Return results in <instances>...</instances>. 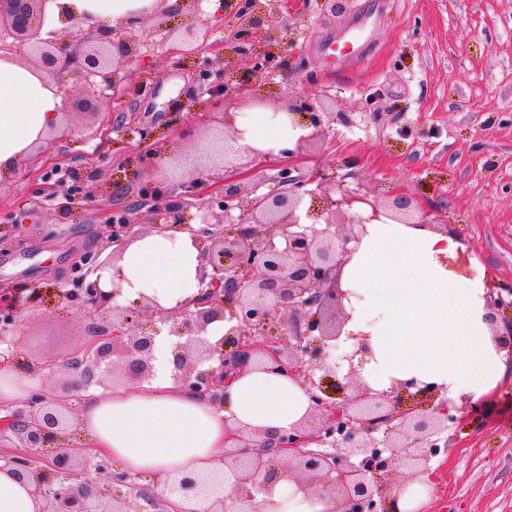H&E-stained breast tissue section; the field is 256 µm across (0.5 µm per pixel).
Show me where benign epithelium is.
Wrapping results in <instances>:
<instances>
[{
  "label": "benign epithelium",
  "instance_id": "obj_1",
  "mask_svg": "<svg viewBox=\"0 0 512 512\" xmlns=\"http://www.w3.org/2000/svg\"><path fill=\"white\" fill-rule=\"evenodd\" d=\"M53 2L0 0V58L33 66L61 95L74 87L82 89L87 105L116 89L138 94L146 86L144 80L134 89L126 82L127 72L157 33L144 26L146 21L184 16L182 44L193 55L199 54L211 36L201 19L203 0H179L174 9L160 6L118 27L103 22L88 36L74 34L66 40L55 30H45ZM284 6V0H237V29L234 39L224 42V54L249 59V71L226 74L206 90L216 108L233 100L303 117L301 123L310 133L295 148L279 151L288 164L275 177L277 189L259 194L254 184L247 189L239 185L249 178L252 164L248 157L271 152L239 148L242 132L236 128L235 113L211 112L213 128L209 131L182 126L176 130L179 142L196 145L206 141L208 161L224 169L217 208H208L203 226L192 227L184 204L169 194L175 182L182 196L199 195L203 182L197 177L173 173L142 182L138 195L151 203L148 229L135 230V209L106 208L112 253L104 261L84 258L81 275L69 286H56L60 300L96 322L94 331L70 353L26 366L25 373L40 383L31 388L23 411L0 414V442L15 438L25 448L54 449L49 466L38 473L30 457L0 453V462L19 480L31 482L37 512H126L107 506L89 483L77 481L91 470L126 487L134 477L113 471L105 454H81L73 448L69 401L79 392L104 384L110 374L151 378L157 339L163 332L177 338L172 349L174 381L202 400L221 405L224 377L252 362L299 382L311 402L309 415L316 420L313 430L301 422L286 433L268 435L256 453H225L220 469L176 474L171 490L183 502L177 512H225L228 499L234 504L233 512H254L255 496L279 481L293 484L310 497L325 492L336 501V512H394L387 504L396 500L401 485L388 481V475L396 465L397 449L405 450L403 461L419 474L440 452L435 436L454 422V416L439 406L423 407L433 402L434 391L422 389L416 393L422 401L406 405L399 388L384 394L353 382L355 365L349 355L348 373L336 376L339 364L331 361L332 350L348 318L341 273L365 225L391 221L428 226L434 220L408 196L393 195L382 205L366 192L337 183L322 168L307 176L299 174L296 158L324 135L321 112L310 101L247 95L253 81L266 79L280 68L276 39L267 36L258 54L253 53V45L256 37L283 17ZM312 184L317 190L307 189ZM226 222L233 224L230 233L224 232ZM169 230L192 234L200 258L197 293L172 309L140 296L136 306L144 320L136 324L130 307L117 303L120 286L101 288L98 271L115 268L134 238ZM42 298L37 287L28 289L26 295L15 288L0 289V344H7L0 358L15 355L20 310L37 307ZM486 307L489 325L504 328L495 332V340L512 355V319H504V311L512 312V282L488 289ZM216 322L224 323V334L212 340L208 327ZM317 370L325 372L318 380L314 378ZM47 374L74 379L59 393L42 383ZM377 432L383 437H375ZM290 451L302 458L298 470L275 464V459Z\"/></svg>",
  "mask_w": 512,
  "mask_h": 512
}]
</instances>
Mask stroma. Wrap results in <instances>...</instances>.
I'll list each match as a JSON object with an SVG mask.
<instances>
[{"label": "stroma", "mask_w": 512, "mask_h": 512, "mask_svg": "<svg viewBox=\"0 0 512 512\" xmlns=\"http://www.w3.org/2000/svg\"><path fill=\"white\" fill-rule=\"evenodd\" d=\"M206 10L218 27L206 50L214 72L155 40L135 70L151 76V88L123 107L102 98L86 114L84 92H71L73 125L45 157L43 179L55 196L23 169L0 177V285L48 291L41 306L20 314L16 368L64 355L91 331L53 288L71 280L75 253H98L108 242L101 188L130 174L118 197L137 208L140 222L151 220L137 183L157 172L142 165L143 144L128 129L151 130L162 147L174 143L177 124L202 123V90L218 70L244 66L216 48L236 31L230 7L208 0ZM303 10L302 22L275 29L285 65L262 86L322 104L326 134L307 146L300 170L334 169L339 183L381 203L392 193L412 197L447 222L489 284L512 281V0H352L339 16L326 0H306ZM106 123L118 130L105 139ZM505 364L480 403L482 423H474L470 402L454 403L456 422L429 463L435 489L421 512H512V411L503 409L512 402V358ZM158 484L143 474L132 489L93 480L130 512L148 497L153 512H166Z\"/></svg>", "instance_id": "obj_1"}]
</instances>
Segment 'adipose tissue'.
Instances as JSON below:
<instances>
[{"mask_svg":"<svg viewBox=\"0 0 512 512\" xmlns=\"http://www.w3.org/2000/svg\"><path fill=\"white\" fill-rule=\"evenodd\" d=\"M76 17L120 23L154 8L156 0H64ZM54 87L25 64L0 60V175L13 171L33 145L59 125ZM243 145L294 148L304 128L287 114L240 112ZM460 247L450 233L407 224H370L344 268L342 289L349 319L339 342L367 345L361 374L374 390L398 382L433 385L448 399L478 400L502 380L504 353L486 320L484 274L459 278L446 261ZM124 296H147L165 308L192 297L200 268L190 233H151L132 242L118 263ZM171 351L158 355L159 374L143 390L116 391L87 401L81 429L94 447L124 469L170 476L215 469L227 430L262 441L298 424L311 402L286 377L248 368L224 382L214 406L177 385ZM258 512H332L329 499L313 501L294 485L276 483L256 496Z\"/></svg>","mask_w":512,"mask_h":512,"instance_id":"adipose-tissue-1","label":"adipose tissue"}]
</instances>
